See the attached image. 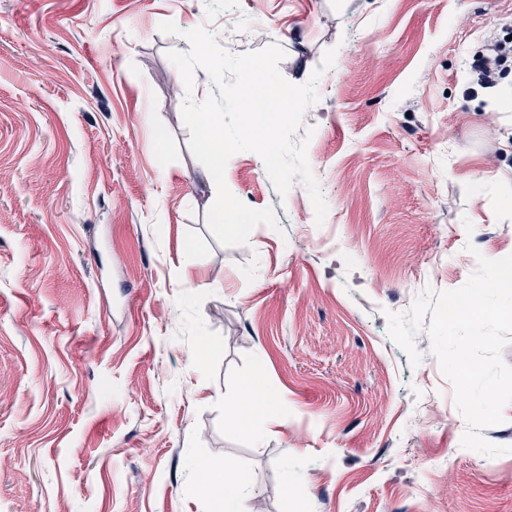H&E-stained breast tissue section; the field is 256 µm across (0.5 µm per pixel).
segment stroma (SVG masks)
<instances>
[{
  "label": "stroma",
  "mask_w": 512,
  "mask_h": 512,
  "mask_svg": "<svg viewBox=\"0 0 512 512\" xmlns=\"http://www.w3.org/2000/svg\"><path fill=\"white\" fill-rule=\"evenodd\" d=\"M228 18L294 84L336 51L304 124L324 223L240 152L228 189L280 227L235 247L181 117L214 86L167 58ZM507 32L512 0H0V512H209L210 462L251 512H512V403L484 431L510 453L463 448L388 333L512 254V103L463 98ZM257 377L283 424L226 408Z\"/></svg>",
  "instance_id": "obj_1"
}]
</instances>
